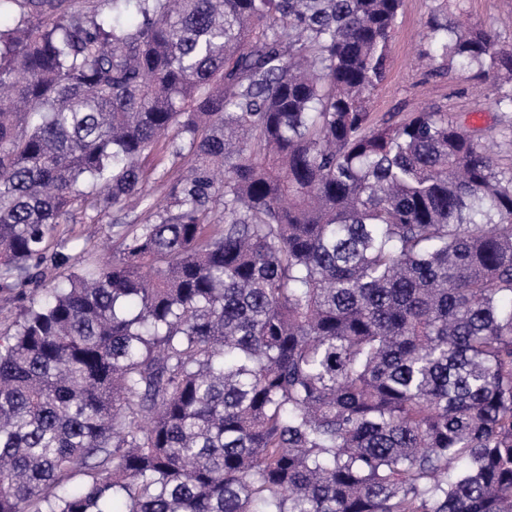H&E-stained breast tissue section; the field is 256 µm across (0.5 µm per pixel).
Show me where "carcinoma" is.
I'll return each mask as SVG.
<instances>
[{
    "instance_id": "obj_1",
    "label": "carcinoma",
    "mask_w": 512,
    "mask_h": 512,
    "mask_svg": "<svg viewBox=\"0 0 512 512\" xmlns=\"http://www.w3.org/2000/svg\"><path fill=\"white\" fill-rule=\"evenodd\" d=\"M402 7L0 0V512H512V167L440 107L372 122ZM422 39L512 112L496 29ZM185 167H171L169 161L165 160V169L168 170L167 176L164 179L151 180L147 187L152 197L158 201H164L170 182L180 176L185 171ZM115 215L109 210L98 216L96 224H60L54 233L55 240L68 239L74 235L80 238L79 241L68 244L63 253L68 255L69 259L65 264L52 270V276L61 280L79 265L95 262L103 253L115 250L120 242L118 228L113 225ZM28 291V288L0 291V328L2 330L18 317L21 307L26 304L24 297Z\"/></svg>"
}]
</instances>
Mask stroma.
Wrapping results in <instances>:
<instances>
[{
    "label": "stroma",
    "mask_w": 512,
    "mask_h": 512,
    "mask_svg": "<svg viewBox=\"0 0 512 512\" xmlns=\"http://www.w3.org/2000/svg\"><path fill=\"white\" fill-rule=\"evenodd\" d=\"M436 4L437 0H404L388 78L373 98V119L378 123L389 118L401 121L422 107L437 105L465 127L480 131L484 141H491L500 118L491 104V87L478 83L471 72L454 70L442 75L418 60L426 48L423 24ZM450 9L463 21L497 27L503 44L512 48V0H455ZM113 218L114 213L109 210L93 224L57 227L56 238L67 239L69 245L68 260L55 269L56 277H64L79 265L96 261L118 247L120 239Z\"/></svg>",
    "instance_id": "35a3bbf8"
}]
</instances>
